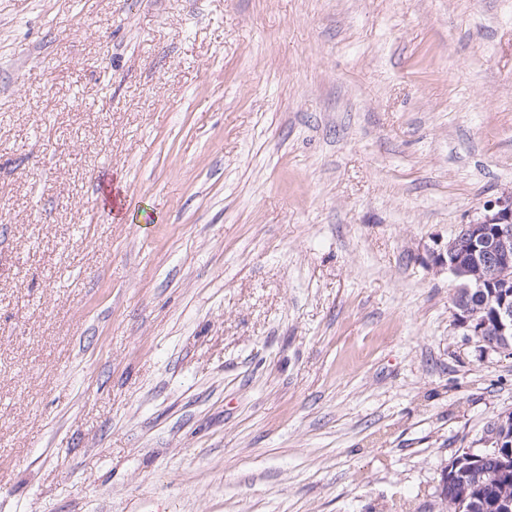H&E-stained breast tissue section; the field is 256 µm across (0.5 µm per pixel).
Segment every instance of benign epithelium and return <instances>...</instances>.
I'll use <instances>...</instances> for the list:
<instances>
[{
  "mask_svg": "<svg viewBox=\"0 0 512 512\" xmlns=\"http://www.w3.org/2000/svg\"><path fill=\"white\" fill-rule=\"evenodd\" d=\"M426 264L450 273L459 285L454 289V323L470 336H481V351L512 358V293L495 300L494 319L486 323L477 318L471 298L495 288L512 268V190H503L484 201L468 222L460 225L455 238L426 247ZM512 447V411L493 417L482 436L464 449L468 460L490 461L503 469L507 449Z\"/></svg>",
  "mask_w": 512,
  "mask_h": 512,
  "instance_id": "benign-epithelium-1",
  "label": "benign epithelium"
}]
</instances>
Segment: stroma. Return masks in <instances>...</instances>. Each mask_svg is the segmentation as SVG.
Here are the masks:
<instances>
[{
    "label": "stroma",
    "instance_id": "stroma-1",
    "mask_svg": "<svg viewBox=\"0 0 512 512\" xmlns=\"http://www.w3.org/2000/svg\"><path fill=\"white\" fill-rule=\"evenodd\" d=\"M506 188L512 0H0V512H438ZM426 264L438 272L447 271L459 285L454 289L452 317L454 323L468 331V336H486L481 351L512 358V293H502L495 300L494 319L488 303L478 300L473 310L471 298L487 289L512 290V269L508 284L503 275L512 263V190L500 192L484 201L468 222L460 225L455 238L446 243L434 241L426 247ZM485 320L489 323L483 322Z\"/></svg>",
    "mask_w": 512,
    "mask_h": 512
}]
</instances>
